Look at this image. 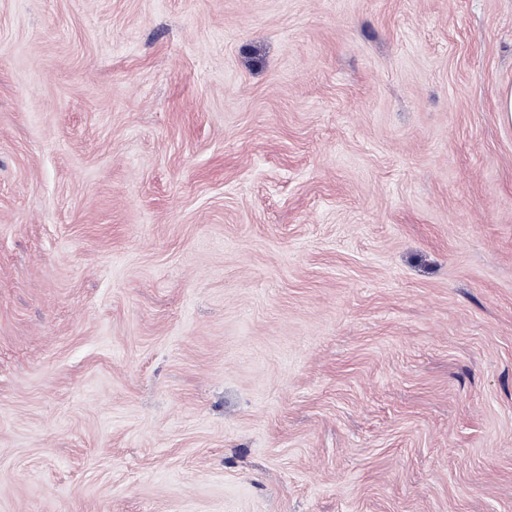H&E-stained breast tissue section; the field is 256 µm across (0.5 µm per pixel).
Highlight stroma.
I'll return each instance as SVG.
<instances>
[{
    "label": "stroma",
    "instance_id": "35a3bbf8",
    "mask_svg": "<svg viewBox=\"0 0 512 512\" xmlns=\"http://www.w3.org/2000/svg\"><path fill=\"white\" fill-rule=\"evenodd\" d=\"M512 0H0V512H512Z\"/></svg>",
    "mask_w": 512,
    "mask_h": 512
}]
</instances>
